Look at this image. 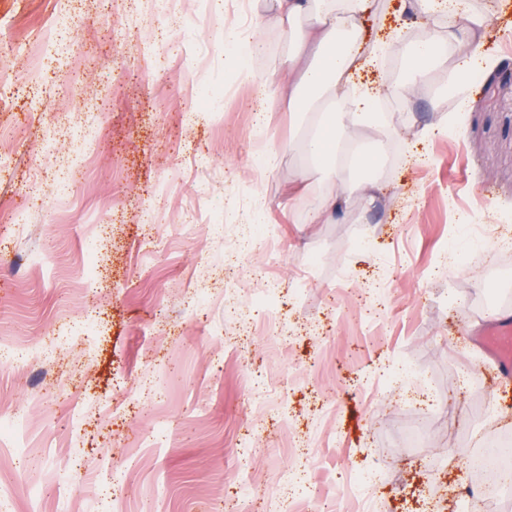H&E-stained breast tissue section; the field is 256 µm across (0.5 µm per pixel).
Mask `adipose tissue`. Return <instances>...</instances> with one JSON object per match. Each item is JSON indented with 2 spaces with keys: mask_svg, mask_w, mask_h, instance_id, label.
Returning a JSON list of instances; mask_svg holds the SVG:
<instances>
[{
  "mask_svg": "<svg viewBox=\"0 0 512 512\" xmlns=\"http://www.w3.org/2000/svg\"><path fill=\"white\" fill-rule=\"evenodd\" d=\"M372 0H272L265 12H254L250 26L229 30L227 46L239 56L251 57L260 47V31L267 25L282 33L281 61L286 77H299L305 97L289 94L293 111L311 113V130L305 147L323 157L324 168L334 189L315 193L306 221L332 224L345 204L341 185L355 167L371 166L370 158L355 151L350 131L381 126L374 108L375 94L358 86L353 74L362 56L384 63L390 47L385 43L366 45L358 25L359 17L370 9ZM420 9L434 18V28L423 39L411 44L406 53V75L398 85V97H406L416 85L435 70L451 68L452 89L463 94L469 84L467 63L448 64L450 47L476 41L486 17L474 11L470 0H418Z\"/></svg>",
  "mask_w": 512,
  "mask_h": 512,
  "instance_id": "ef3b65f1",
  "label": "adipose tissue"
}]
</instances>
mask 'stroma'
<instances>
[{
	"mask_svg": "<svg viewBox=\"0 0 512 512\" xmlns=\"http://www.w3.org/2000/svg\"><path fill=\"white\" fill-rule=\"evenodd\" d=\"M490 21L465 97L434 72L408 102L383 99L388 140L374 204L359 189L334 224L305 221L288 193L306 169V131L282 87L281 33L262 29L253 81L235 78L227 28L246 23L237 0H0V336L63 343V364L0 366V419L18 417L23 455L0 451V512H363L348 479L380 463L388 512H512V487L482 494L471 454L512 436V391L458 321L482 328L512 314V248L462 268L448 242L471 216L512 237V0H472ZM404 0H374L369 43L392 46L359 82L379 90L401 47L425 36ZM41 75L39 93L24 81ZM266 94L269 127L254 107ZM447 98L456 123L439 122ZM268 140L257 168L253 146ZM43 206H27L32 172ZM280 263L263 248L232 264L256 200ZM25 211L27 231L10 216ZM107 238L94 252L96 225ZM390 286L379 291L382 273ZM278 282L277 321L251 308L260 280ZM243 288L226 295L224 283ZM210 300L188 301L200 285ZM298 380L285 413L256 407L244 382ZM314 451L306 467L302 449ZM102 490L77 494L79 478ZM258 499L238 500L241 479Z\"/></svg>",
	"mask_w": 512,
	"mask_h": 512,
	"instance_id": "obj_1",
	"label": "stroma"
}]
</instances>
